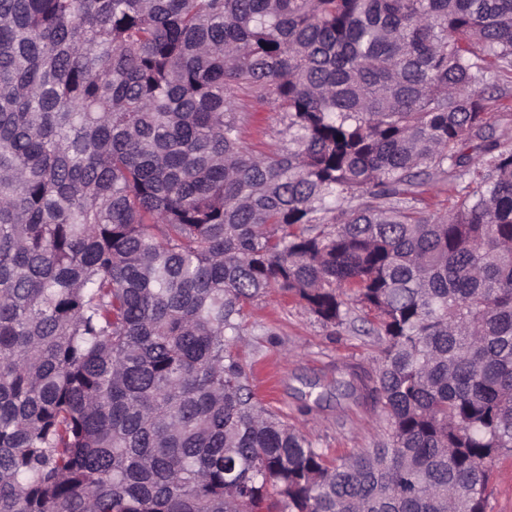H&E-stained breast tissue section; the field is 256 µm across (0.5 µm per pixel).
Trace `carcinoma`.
I'll return each mask as SVG.
<instances>
[{
	"label": "carcinoma",
	"mask_w": 512,
	"mask_h": 512,
	"mask_svg": "<svg viewBox=\"0 0 512 512\" xmlns=\"http://www.w3.org/2000/svg\"><path fill=\"white\" fill-rule=\"evenodd\" d=\"M491 68L512 0H0V512H486L512 453ZM272 288L335 328L360 306L373 447L254 400L234 345ZM279 119L277 112L268 109L263 112H249L243 134L246 146L254 151L267 150L274 143L271 131L282 127Z\"/></svg>",
	"instance_id": "1"
}]
</instances>
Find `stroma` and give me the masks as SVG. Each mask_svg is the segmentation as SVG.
Here are the masks:
<instances>
[{"label": "stroma", "mask_w": 512, "mask_h": 512, "mask_svg": "<svg viewBox=\"0 0 512 512\" xmlns=\"http://www.w3.org/2000/svg\"><path fill=\"white\" fill-rule=\"evenodd\" d=\"M243 325L237 351L263 407L329 453L373 446L383 417L355 377L379 352L365 324L324 326L298 299L273 290L246 308Z\"/></svg>", "instance_id": "stroma-1"}]
</instances>
